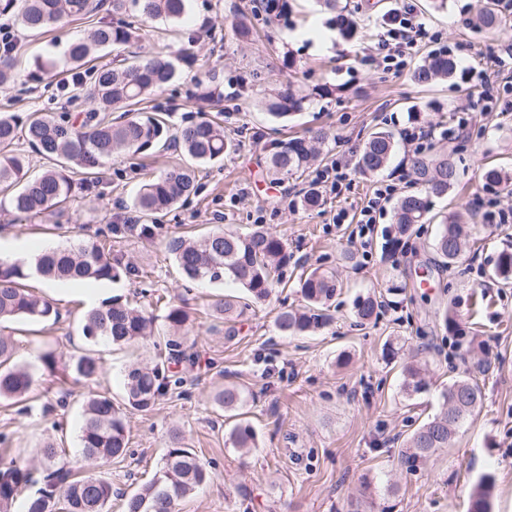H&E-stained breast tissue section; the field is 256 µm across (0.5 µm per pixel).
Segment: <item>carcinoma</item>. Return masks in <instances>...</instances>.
Returning a JSON list of instances; mask_svg holds the SVG:
<instances>
[{
  "label": "carcinoma",
  "mask_w": 512,
  "mask_h": 512,
  "mask_svg": "<svg viewBox=\"0 0 512 512\" xmlns=\"http://www.w3.org/2000/svg\"><path fill=\"white\" fill-rule=\"evenodd\" d=\"M187 0H132L141 17L164 18L177 22L186 12ZM100 8L94 0H0V14H12L19 25L32 31H47L64 18L84 17ZM500 23L494 0H485L475 26L492 30ZM138 30L131 22L116 25L104 21L92 27L87 37L68 48L70 91L98 105L85 115L30 112L25 119L0 113V193L8 192L9 205L17 213L36 219L49 211L62 215L73 192L72 175H85V184L96 179L104 163L115 154L129 159L141 157L157 147L176 143L190 160L177 165L141 185L133 207L140 217L149 220L175 206L180 199L196 191L195 168L218 162L236 150L234 140L224 134V126L214 119H202L176 129L166 114L141 107L150 96L172 81L174 66L154 56H136L129 63L93 72L86 80L83 68L90 63L94 48L127 49L138 40ZM456 69L454 59L442 53L429 55L413 73L420 85L436 78L448 77ZM308 95L291 89L278 90L267 97L263 108L273 121H282L304 108ZM327 139L322 132L313 137L294 136L271 144L267 156L268 172L277 180L300 178L319 155L316 144ZM28 145L49 164L42 173L29 174L25 155L18 146ZM392 131L378 127L364 143L358 159L362 174L384 169L395 151ZM415 183L434 195H446L457 183L452 159L445 153L422 151L412 160ZM487 184H511L512 174L496 166L482 167ZM427 200L420 193H407L394 207L396 232L406 234L414 225L430 221ZM160 224H114L110 234L123 237L137 234L150 240L161 234ZM470 239L464 235L460 216H444L433 243L441 266L459 263ZM166 249L174 257L186 279L193 282H222L226 279L243 288L252 302L266 300L279 271L288 264V253L280 237L262 225L245 233L226 231L217 226L202 235L178 234L166 239ZM37 274L65 282L112 281L138 275V269L112 258L96 239L75 238L66 246L44 250L31 271L20 263L0 261V321L26 319L50 321L59 318L56 307L46 298L32 294L26 281ZM493 277L503 284L512 283V251L501 253ZM339 282L336 271L319 267L304 272L296 287L304 300L301 308H284L274 319V326L284 336L313 334L329 324L328 307L336 295ZM381 308L376 294L359 295L353 301L354 315L360 324L378 317ZM239 311L237 297L227 296L212 305L221 317ZM169 330L166 348L171 360L179 364L191 361L181 349V336L193 328L194 320L183 306L168 304L164 316ZM154 316L132 307L121 297L106 299L84 316L83 336L93 345L100 342L122 346L150 334ZM16 345L9 336H0V400L20 404L29 400L34 384L33 373L15 363ZM44 368L51 374L71 373L88 383L97 381L102 371L101 358L85 353L79 356L48 351L42 356ZM182 383L164 361L152 365H131L125 373V396L118 405L107 392L90 393L83 408V423L78 441L81 458L72 460L66 452L47 441L39 449L41 471L19 456L0 457V512H14L22 502L25 512H107L112 498V482L102 466L127 453V410L148 411L166 396L172 386ZM427 387L422 366L410 362L404 366L402 388L419 393ZM443 407L439 414L419 426L407 439L400 463L413 470L430 459L439 449L448 447L462 424L473 416L483 402L479 383L460 377L448 383L442 392ZM248 400L241 385L228 382L212 394L213 403L224 411H237ZM232 447L248 450L258 445L257 434L248 424H237L229 434ZM210 473L183 436L172 431L163 466L151 481L142 485L126 500L125 512H174L176 502L206 485ZM489 478L478 483L472 495L470 512H491L487 486Z\"/></svg>",
  "instance_id": "cac0c4a2"
}]
</instances>
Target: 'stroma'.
<instances>
[{
  "mask_svg": "<svg viewBox=\"0 0 512 512\" xmlns=\"http://www.w3.org/2000/svg\"><path fill=\"white\" fill-rule=\"evenodd\" d=\"M410 2L417 20L436 36L414 49L413 66L445 46L457 52L451 78L418 86L409 72L394 74L371 61L382 18L400 0H340L343 15L357 23L350 41L339 36L333 13L317 0H288L287 14L273 20L253 13L252 0H189L180 22L142 23L143 52L175 60L178 69L177 77L150 97L149 106L169 112L180 127L219 116L237 144L223 162L198 168L196 195L160 216L165 233H204L217 225L244 232L258 224L283 240L290 260L271 296L228 323L214 316L211 305L240 295L236 284L187 283L166 252L163 236L113 243V257L142 274L110 284L104 296L121 295L159 319L166 310L156 305V296L186 303L195 327L185 347L195 354L196 364L181 368L182 385L152 410L129 412L128 452L108 468L114 493L109 512H123L126 496L160 469L174 430L212 473L206 486L178 500L175 512H350L367 481L385 492L394 512H469L471 494L487 475L492 478V512H512V285L491 277L501 252L512 249V223L491 224L480 217L493 204L512 205V186L488 185L480 178L486 163L512 172V111H481L468 75L469 68L481 67L500 45L512 43V19L485 35L468 26L478 0H446L443 9L439 0ZM242 12L253 27L252 40L245 42L230 31ZM91 26V20L73 18L42 35L19 33L13 55L16 77L0 85V112L58 116L90 111L91 101L71 100L59 83L67 76L70 43ZM322 39L327 48L316 49ZM185 47L194 54L188 64L177 59ZM212 72L219 76L224 98L211 105L198 101L197 92ZM330 84L338 86V93L317 96V89ZM287 85L310 95L311 102L287 124L271 122L260 101L268 89ZM412 108L440 129L454 127L465 115L476 130L468 140L440 137L433 144L434 149L451 150L460 183L448 195L429 196L431 213L468 214L469 232L479 240L477 250L452 269L436 262L434 223L415 225L404 248L396 251L385 245L383 234L393 228V212L385 210L368 259L350 237V221L377 178L398 177L402 192L410 183L408 148L398 147L377 177L358 174L355 162L373 128L401 132ZM318 129L328 134L324 163L346 161L353 189L341 199L325 198L314 211L289 206L288 192L304 188L305 182L271 180L266 149ZM182 158L173 145L134 161L113 157L101 169L97 186L75 185L64 216L49 213L29 221L5 206L0 226L24 242L64 244L67 228L74 225L80 236H92L132 215L143 174L160 173ZM341 209L348 221L334 224ZM315 267L337 270L342 282L330 308L332 320L313 336L281 335L274 318L282 308L302 305L297 278ZM394 285L401 288L397 306L382 308L370 324L356 325L354 297ZM53 303L60 312L55 324L0 325V334L14 339L20 359L34 375L30 412L0 404V439L6 447L24 449L34 464L47 440L79 455L81 404L88 390L121 398L125 369L157 359L164 347L165 328L159 322L153 336L127 347L98 345L103 371L94 386L72 379L59 382L44 370L41 357L51 350L84 352L80 315L88 304L72 293L54 297ZM449 307L457 311L468 336L481 342L478 356L467 354L463 339L445 328L443 313ZM389 340L397 349L391 360L382 356ZM412 360L422 364L429 387L408 396L401 390V368ZM464 375L476 377L482 387L481 409L447 449L414 471L402 470L397 458L407 436L439 413L443 389L450 379ZM222 382L239 383L251 394L244 419L259 440L251 452L232 447L228 434L235 420L212 404L210 393Z\"/></svg>",
  "mask_w": 512,
  "mask_h": 512,
  "instance_id": "obj_1",
  "label": "stroma"
}]
</instances>
